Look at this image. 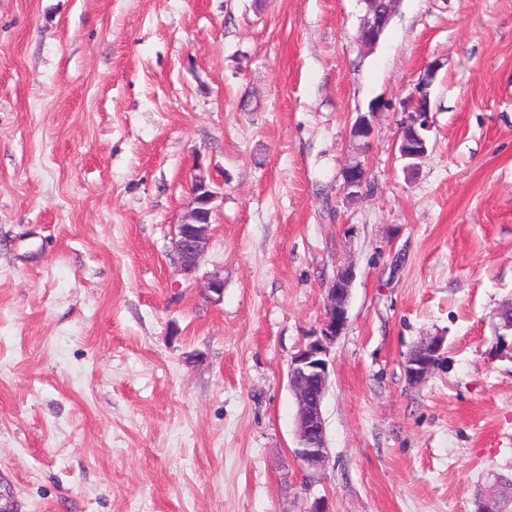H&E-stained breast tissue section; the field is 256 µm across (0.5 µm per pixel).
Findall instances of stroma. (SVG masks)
Here are the masks:
<instances>
[{"instance_id":"1","label":"stroma","mask_w":512,"mask_h":512,"mask_svg":"<svg viewBox=\"0 0 512 512\" xmlns=\"http://www.w3.org/2000/svg\"><path fill=\"white\" fill-rule=\"evenodd\" d=\"M365 11L0 0V486L18 512H476L512 479V360L492 348L512 301V0H401L370 50ZM433 63L409 175L399 121ZM199 175L218 197L190 280L172 238ZM346 266L313 472L288 365ZM430 336L442 359L410 383ZM373 132L372 123L369 118L358 113L356 120L351 127V135L354 140L362 143V147L348 160L342 171V190L347 197L359 196L368 183V170L364 160L363 147ZM443 346V337L432 336L409 353L405 361V373L411 383H420L431 373L441 360Z\"/></svg>"}]
</instances>
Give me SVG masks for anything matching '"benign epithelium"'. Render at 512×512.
Instances as JSON below:
<instances>
[{
  "instance_id": "1",
  "label": "benign epithelium",
  "mask_w": 512,
  "mask_h": 512,
  "mask_svg": "<svg viewBox=\"0 0 512 512\" xmlns=\"http://www.w3.org/2000/svg\"><path fill=\"white\" fill-rule=\"evenodd\" d=\"M366 14L359 30V42L369 48L378 43L380 36L395 15L400 0H364ZM437 67L430 65L415 87V92L404 109L400 122L398 153L400 159L409 161L425 154L427 132L432 128L431 86ZM373 132L369 118L360 113L351 127L352 138L367 142ZM342 190L350 198L361 194L368 183V170L363 151H357L342 171ZM192 208L186 219L176 225L172 247L174 258L181 272L188 278L196 276L207 251L211 235L213 202L217 197L205 180L199 178L191 184ZM354 272L345 268L337 273L327 288L320 330L309 337L289 364L288 379L293 391L297 411L295 417L298 447L295 457L309 470L325 467L328 458L326 446L323 401L330 380V345L342 334L348 323L349 300ZM203 288L209 299L219 301L224 296V277L218 273L205 276ZM512 303L498 312L499 324L495 327L494 351L512 359V341L502 334L512 333ZM444 339L432 336L413 349L405 361L408 380L417 384L424 380L441 360Z\"/></svg>"
}]
</instances>
